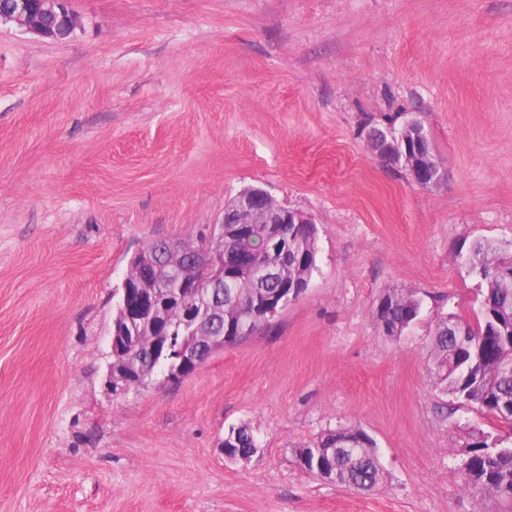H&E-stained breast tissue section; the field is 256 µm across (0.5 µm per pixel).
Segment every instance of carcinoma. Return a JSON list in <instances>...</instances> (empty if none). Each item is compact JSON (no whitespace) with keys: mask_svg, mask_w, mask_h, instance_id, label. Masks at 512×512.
Segmentation results:
<instances>
[{"mask_svg":"<svg viewBox=\"0 0 512 512\" xmlns=\"http://www.w3.org/2000/svg\"><path fill=\"white\" fill-rule=\"evenodd\" d=\"M264 230L265 225H256V237L248 240L242 236L240 225H224V268L232 279L217 284L197 274L194 255L190 253L202 247L205 240L186 241L189 252L178 260L177 266L189 284H198L203 335H180L181 312L173 303L165 309L174 331L172 344L189 341L201 356L210 350L216 336L224 337V346H233L243 340L238 335L239 324L251 325L253 333L270 325L258 305L262 294L280 296L284 288L312 281L317 269V226L284 224L275 228L281 235L280 250L270 248ZM171 259L169 241L148 242L130 258L124 284L134 286L146 279L167 278L173 269ZM472 260L481 292L476 321L459 317L439 320L429 369L444 393L463 405L478 407L512 429V371H505L512 364V284L502 276L509 262L490 243L476 244ZM272 265L279 268V274L262 276L261 271ZM419 309V300L392 288L380 299L373 318L377 325L385 326L387 335L393 336L410 325ZM450 322L465 328L467 343L460 345L448 336ZM140 328L133 343V356L150 377L167 376L177 360L172 357L173 351L155 348L160 327L143 323ZM469 438L460 468L462 488L492 498L499 512H512V447L499 445L492 453L489 436L483 432L473 431ZM224 447L231 449L229 457L236 459L240 454L254 455L258 441L252 430L242 425L228 432ZM294 454L303 469L311 471L318 462L325 471L336 474L334 484L356 491L370 492L384 479L375 442L357 427L329 429L310 444L294 449Z\"/></svg>","mask_w":512,"mask_h":512,"instance_id":"obj_1","label":"carcinoma"}]
</instances>
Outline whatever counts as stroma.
<instances>
[{
    "instance_id": "35a3bbf8",
    "label": "stroma",
    "mask_w": 512,
    "mask_h": 512,
    "mask_svg": "<svg viewBox=\"0 0 512 512\" xmlns=\"http://www.w3.org/2000/svg\"><path fill=\"white\" fill-rule=\"evenodd\" d=\"M62 41L0 23V512H495L463 491L465 430L431 378L441 316L474 321L475 242L512 256V0H69ZM425 126L435 187L371 153ZM257 186L311 214L308 290L175 382L112 399L129 258ZM420 300L398 336L373 310ZM260 447L224 455L231 428ZM356 426L385 482L356 492L294 448Z\"/></svg>"
}]
</instances>
